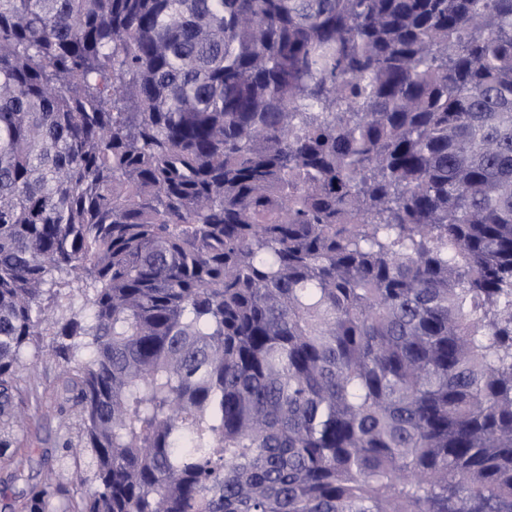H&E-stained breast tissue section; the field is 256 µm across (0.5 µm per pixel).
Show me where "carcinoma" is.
I'll return each mask as SVG.
<instances>
[{
    "instance_id": "obj_1",
    "label": "carcinoma",
    "mask_w": 512,
    "mask_h": 512,
    "mask_svg": "<svg viewBox=\"0 0 512 512\" xmlns=\"http://www.w3.org/2000/svg\"><path fill=\"white\" fill-rule=\"evenodd\" d=\"M47 334L65 512H512V0H0L3 425Z\"/></svg>"
}]
</instances>
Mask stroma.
Wrapping results in <instances>:
<instances>
[{
    "label": "stroma",
    "mask_w": 512,
    "mask_h": 512,
    "mask_svg": "<svg viewBox=\"0 0 512 512\" xmlns=\"http://www.w3.org/2000/svg\"><path fill=\"white\" fill-rule=\"evenodd\" d=\"M53 342L41 337L22 355L15 402L23 421L9 428V448L0 455V512H21L27 493L46 474L66 483L75 468L91 467L90 451L70 454L80 443L79 417L56 408L61 367L51 352Z\"/></svg>",
    "instance_id": "35a3bbf8"
}]
</instances>
